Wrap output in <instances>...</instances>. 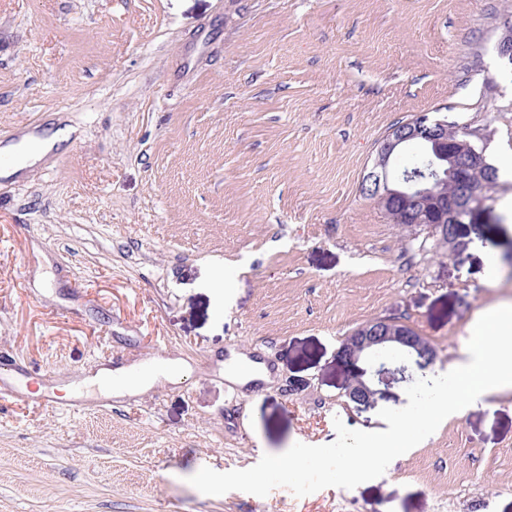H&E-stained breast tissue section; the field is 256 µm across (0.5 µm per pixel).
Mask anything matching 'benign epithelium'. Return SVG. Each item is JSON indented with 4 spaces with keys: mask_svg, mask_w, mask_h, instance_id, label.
I'll return each mask as SVG.
<instances>
[{
    "mask_svg": "<svg viewBox=\"0 0 512 512\" xmlns=\"http://www.w3.org/2000/svg\"><path fill=\"white\" fill-rule=\"evenodd\" d=\"M505 33L497 45L499 56L512 63V21L504 23ZM435 145L437 153L429 154L427 165L420 174H411L395 167L399 156L419 138ZM473 131L465 126L454 130V140H448V122L423 114L391 129L380 143L375 160L363 181L365 192L381 208L392 203L404 211L412 227H426L431 235L448 236V246L456 249L459 226L471 219L486 202L484 188L470 180L472 171L483 170L485 183L495 181L496 170L486 161L485 151L471 145ZM448 208L442 220L448 225L436 226L424 220L425 212L440 206ZM430 344L425 337L410 331L403 324L377 319L370 321L347 336L339 349V357L355 367L345 387L346 398L358 407L375 404L381 390L374 377L388 373L382 355L392 353L401 360L396 372L405 380L413 379L409 366L426 354ZM362 360L372 365V371L358 366Z\"/></svg>",
    "mask_w": 512,
    "mask_h": 512,
    "instance_id": "benign-epithelium-1",
    "label": "benign epithelium"
}]
</instances>
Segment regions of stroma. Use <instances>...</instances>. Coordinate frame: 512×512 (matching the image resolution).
I'll return each mask as SVG.
<instances>
[{
    "label": "stroma",
    "mask_w": 512,
    "mask_h": 512,
    "mask_svg": "<svg viewBox=\"0 0 512 512\" xmlns=\"http://www.w3.org/2000/svg\"><path fill=\"white\" fill-rule=\"evenodd\" d=\"M512 0H0V142L67 127L0 179V512H512V390L462 409L352 489L199 492L189 479L367 432L346 336H425L438 376L512 304V179L439 246L361 182L391 127L467 126L512 164ZM496 262L499 276L485 269ZM236 349L277 368L246 389ZM178 360L169 380L159 361ZM138 393L55 404L99 370Z\"/></svg>",
    "instance_id": "obj_1"
}]
</instances>
